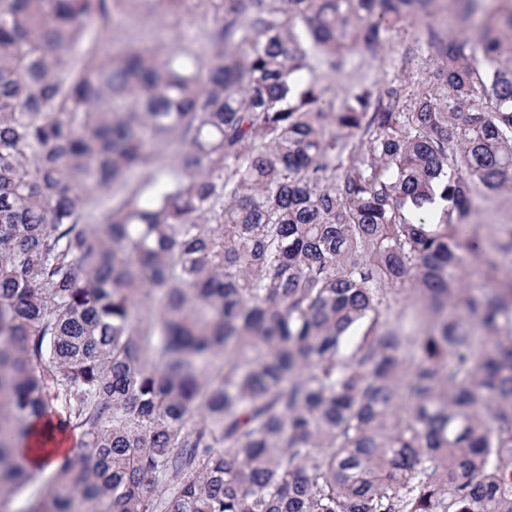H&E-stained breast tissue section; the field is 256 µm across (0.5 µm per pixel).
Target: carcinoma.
<instances>
[{
    "mask_svg": "<svg viewBox=\"0 0 512 512\" xmlns=\"http://www.w3.org/2000/svg\"><path fill=\"white\" fill-rule=\"evenodd\" d=\"M437 2L0 0V512L35 423L21 512H512V8L323 83ZM134 4L203 51L104 56ZM428 22L444 30L456 31L458 22L455 3L446 0L444 7L435 16L427 19L415 18L393 29L384 48L375 58L356 52L350 53L349 64L341 72L328 75L325 79L331 87L330 96L336 111L345 104V96L349 90L361 82L383 84L406 77L405 80L416 85L436 83V65L426 50L419 54L410 70H402L406 51L421 44ZM471 223L483 237L486 246L499 238L502 225H512V198L489 194L479 195L474 199ZM65 442V432L58 431L56 436H49L42 425H34L30 432L27 452L31 461V474L38 475L43 472L54 457L65 453L67 450V448H64ZM44 476L45 473L43 472L32 478L29 486L15 497L11 510H20L25 500L42 488Z\"/></svg>",
    "mask_w": 512,
    "mask_h": 512,
    "instance_id": "1",
    "label": "carcinoma"
}]
</instances>
